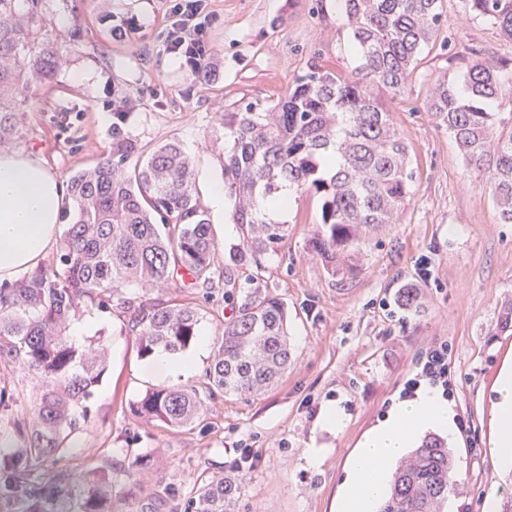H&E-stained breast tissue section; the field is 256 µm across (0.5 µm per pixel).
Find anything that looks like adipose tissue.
I'll return each instance as SVG.
<instances>
[{
	"label": "adipose tissue",
	"instance_id": "obj_1",
	"mask_svg": "<svg viewBox=\"0 0 512 512\" xmlns=\"http://www.w3.org/2000/svg\"><path fill=\"white\" fill-rule=\"evenodd\" d=\"M67 197L64 182L34 153L0 151V284L37 268L53 248ZM493 446L512 467V361L496 382ZM427 431L455 436V413L433 389L397 404L362 440L346 471L336 512H375L389 467Z\"/></svg>",
	"mask_w": 512,
	"mask_h": 512
}]
</instances>
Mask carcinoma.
I'll use <instances>...</instances> for the list:
<instances>
[{"mask_svg": "<svg viewBox=\"0 0 512 512\" xmlns=\"http://www.w3.org/2000/svg\"><path fill=\"white\" fill-rule=\"evenodd\" d=\"M468 15L512 42V0H466ZM441 0H340L358 65L344 73L314 66L274 104L249 101L224 111V195L243 238L221 262L207 211L200 205L192 161L176 138L146 150L130 138L125 113H115L112 151L68 180L74 208L55 265L0 285V368L23 370L38 382L36 412L13 409L0 385V415L14 440L0 445V505L7 512H111L120 474L149 466L136 457L120 467L72 473L46 464L88 422L107 371L99 341L71 336L68 322L115 306L140 354L186 350L198 337L200 309L147 301L135 288L211 289L217 280L246 288L233 268L260 260L288 236L270 207L310 193L320 213L312 247L331 269L345 247L377 224H394L410 201L415 178L408 147L389 105L406 88L442 21ZM41 0H0V148L20 138L15 112L46 83L63 51L46 37ZM469 62L432 88L428 111L455 140L477 173L503 224H512V127H501L499 102L512 95V70L468 48ZM290 332L285 303L255 292L213 338L212 362L201 387L156 388L136 401L133 415L173 429H192L216 394L267 389L288 369ZM456 460L442 439L420 440L393 469L378 512H448L461 494ZM83 488L73 509V490ZM240 493L235 477L201 484L184 512H231Z\"/></svg>", "mask_w": 512, "mask_h": 512, "instance_id": "obj_1", "label": "carcinoma"}]
</instances>
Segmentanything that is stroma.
Here are the masks:
<instances>
[{
	"mask_svg": "<svg viewBox=\"0 0 512 512\" xmlns=\"http://www.w3.org/2000/svg\"><path fill=\"white\" fill-rule=\"evenodd\" d=\"M216 16L207 30L213 79L195 81L166 46L168 0H42L48 37L66 53L53 77L32 93L18 118L16 150L38 153L60 178L94 165L112 146V114L127 110L125 127L145 149L180 139L192 157L196 191L208 205V181H222L224 110L241 102L284 96L312 65L347 71L345 18L336 0H207ZM444 22L422 55L412 82L391 108L410 147L415 169L409 204L398 223L380 224L345 260L329 270L313 251L319 200H293L288 235L253 265L252 288L288 306L292 343L287 371L257 395L210 402L194 429L174 430L136 419L132 404L147 389L203 385L211 364V338L244 301L224 285L210 294L178 285L149 291L152 299L202 310L200 339L188 354L194 372L172 375L138 351L124 330L120 308L84 313L69 332L102 334L109 370L90 402L84 430L73 435L58 468L83 471L111 463L113 449L127 457L150 455L153 464L135 481L116 487L119 512H140L165 485L181 499L199 480L239 475L234 512H336L351 457L365 434L399 401L414 396L410 380L427 353L448 349V384L440 392L456 420L466 422L452 446L463 492L450 512H487L491 488L512 492V470L492 446L494 384L512 360V224L502 223L488 192L469 173L454 140L427 110L431 88L450 80L461 61H449L447 43L477 46L512 60V43L478 19L465 0H442ZM127 35L117 41L115 26ZM84 82H76V75ZM457 225L449 235V225ZM419 287L421 306L401 305V288ZM330 404L344 410L341 428L320 423Z\"/></svg>",
	"mask_w": 512,
	"mask_h": 512,
	"instance_id": "1",
	"label": "stroma"
}]
</instances>
